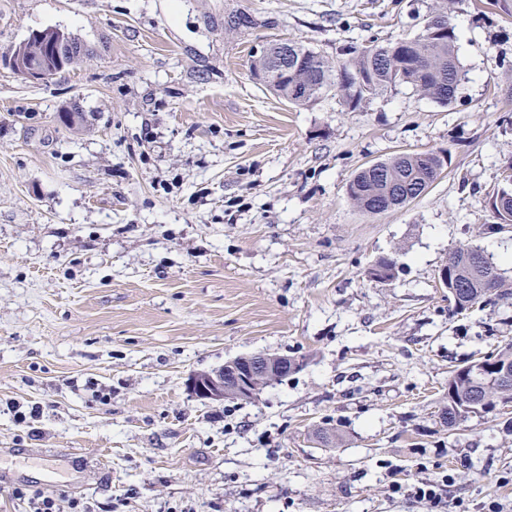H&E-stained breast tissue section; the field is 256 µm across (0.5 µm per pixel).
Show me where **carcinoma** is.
Listing matches in <instances>:
<instances>
[{"label": "carcinoma", "instance_id": "cac0c4a2", "mask_svg": "<svg viewBox=\"0 0 512 512\" xmlns=\"http://www.w3.org/2000/svg\"><path fill=\"white\" fill-rule=\"evenodd\" d=\"M430 14L437 17L435 30L385 44L373 40L354 51L352 57L334 63L300 43L275 44L254 58L251 72L264 75L262 84L295 105H309L334 91L355 111L372 97L403 86L421 98L449 106L456 100L466 71L456 53L457 35L448 8L438 6ZM257 24V19L240 11L228 16L224 29L237 31ZM26 46L31 62L47 65L52 75L61 71L55 64L54 51L44 46L40 33L32 34ZM439 153L438 149L403 151L377 161L371 169L362 167L348 185V198L360 210L386 200L404 206L420 197L426 180L441 165ZM453 254L458 260L448 266L449 280L464 285L455 303L457 309L467 310L493 296L506 301L512 298L502 288L501 269L484 251L465 245ZM396 272V261L384 257L366 274L371 280L377 276L392 280ZM485 362L487 366L478 372L471 364L451 372L448 404L440 411V420L448 429H456L470 416L462 406L476 398H485L490 405L512 403V384L499 382V374L512 367V345Z\"/></svg>", "mask_w": 512, "mask_h": 512}]
</instances>
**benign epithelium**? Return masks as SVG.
<instances>
[{
  "label": "benign epithelium",
  "instance_id": "7a95c632",
  "mask_svg": "<svg viewBox=\"0 0 512 512\" xmlns=\"http://www.w3.org/2000/svg\"><path fill=\"white\" fill-rule=\"evenodd\" d=\"M285 362L267 354L236 358L211 371H201L188 378L190 392L205 403L222 402L230 396L254 398L262 385L275 383Z\"/></svg>",
  "mask_w": 512,
  "mask_h": 512
}]
</instances>
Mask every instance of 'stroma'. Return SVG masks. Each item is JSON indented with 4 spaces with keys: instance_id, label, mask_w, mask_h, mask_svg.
Segmentation results:
<instances>
[{
    "instance_id": "stroma-1",
    "label": "stroma",
    "mask_w": 512,
    "mask_h": 512,
    "mask_svg": "<svg viewBox=\"0 0 512 512\" xmlns=\"http://www.w3.org/2000/svg\"><path fill=\"white\" fill-rule=\"evenodd\" d=\"M478 2L453 5L452 106L396 88L352 112L288 103L253 55L288 40L333 61L414 35L436 0H0V512H29L19 488L90 512H512V403L439 420L450 371L512 343V301L457 314L437 281L469 245L512 284L491 209L512 0ZM235 11L258 26L225 31ZM54 27L82 54L14 73L10 49ZM432 148L448 168L424 196L350 203L361 165ZM381 257L391 282L366 276ZM260 352L302 366L250 402L186 386ZM446 475L436 508L406 492Z\"/></svg>"
}]
</instances>
